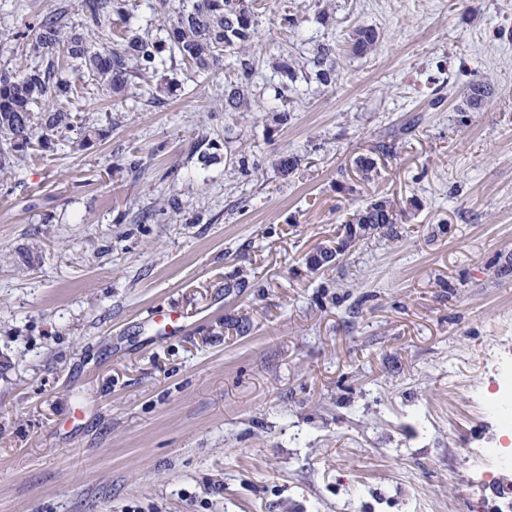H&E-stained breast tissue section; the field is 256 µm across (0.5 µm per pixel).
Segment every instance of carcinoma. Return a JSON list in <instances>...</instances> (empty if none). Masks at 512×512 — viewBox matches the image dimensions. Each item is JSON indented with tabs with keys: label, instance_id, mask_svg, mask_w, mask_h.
<instances>
[{
	"label": "carcinoma",
	"instance_id": "1",
	"mask_svg": "<svg viewBox=\"0 0 512 512\" xmlns=\"http://www.w3.org/2000/svg\"><path fill=\"white\" fill-rule=\"evenodd\" d=\"M83 21L70 22V4L39 16L24 31H12L15 40L28 47L31 65L0 71V181L36 146L50 149L70 139L77 131L88 142L102 129L89 118L70 110L76 81L86 78L103 95L112 98L128 93L158 73L159 67L178 62L202 74H219L224 62L236 78L224 85V111L248 112L255 102L254 63L247 48L259 25L247 0H178L164 14L160 39L148 28L125 26L112 36V21L125 20L129 0H81ZM378 40L375 29L355 31L352 48L357 53L371 50ZM331 50L322 49L313 60L316 79L331 82L335 68ZM488 94L486 86L473 82L466 95L469 110L479 108ZM355 166L363 180L376 172V160L358 157ZM342 232L334 246H320L305 257L316 272L337 264L340 256L373 235L394 241L400 238L397 207L384 197L356 207L341 222Z\"/></svg>",
	"mask_w": 512,
	"mask_h": 512
}]
</instances>
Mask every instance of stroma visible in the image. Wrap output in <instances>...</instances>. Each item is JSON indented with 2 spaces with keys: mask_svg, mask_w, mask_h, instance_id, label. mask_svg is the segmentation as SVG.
I'll list each match as a JSON object with an SVG mask.
<instances>
[{
  "mask_svg": "<svg viewBox=\"0 0 512 512\" xmlns=\"http://www.w3.org/2000/svg\"><path fill=\"white\" fill-rule=\"evenodd\" d=\"M58 2L0 0V70L27 61L4 29ZM248 3L251 111L183 65L89 86L75 111L112 129L0 185V512H476L478 451L508 442L485 398L512 374V0ZM322 44L331 84L275 70ZM378 197L399 241L309 270Z\"/></svg>",
  "mask_w": 512,
  "mask_h": 512,
  "instance_id": "1",
  "label": "stroma"
}]
</instances>
